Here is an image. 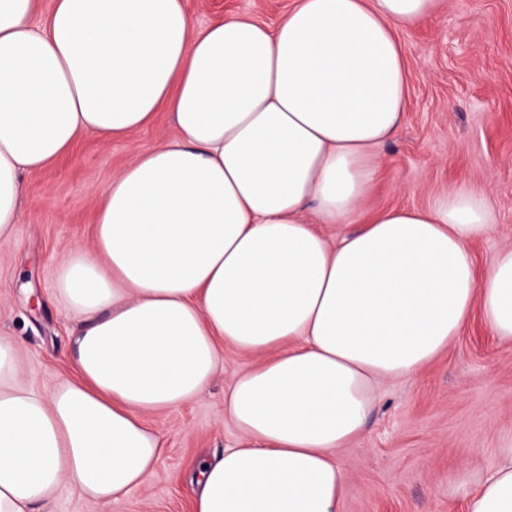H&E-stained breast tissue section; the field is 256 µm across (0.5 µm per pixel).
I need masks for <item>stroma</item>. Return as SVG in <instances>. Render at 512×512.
Returning a JSON list of instances; mask_svg holds the SVG:
<instances>
[{
	"label": "stroma",
	"instance_id": "35a3bbf8",
	"mask_svg": "<svg viewBox=\"0 0 512 512\" xmlns=\"http://www.w3.org/2000/svg\"><path fill=\"white\" fill-rule=\"evenodd\" d=\"M197 25L229 14L275 25L294 0H186ZM409 67V108L382 149L369 210L426 207L443 194L476 193L494 222L472 245L479 268L512 244V0H442L437 14L397 30ZM170 113L127 138L80 137L58 164L26 174V202L0 240V336L19 341L24 387L74 374L78 323L56 290L61 259L93 249L100 188L136 150L177 137ZM246 364L225 349L208 389L152 417L163 449L150 480L105 507L68 489L44 512H190L202 457L235 445L224 386ZM512 448V341L481 316L419 374L387 384L365 432L343 451L340 512H465L463 492Z\"/></svg>",
	"mask_w": 512,
	"mask_h": 512
}]
</instances>
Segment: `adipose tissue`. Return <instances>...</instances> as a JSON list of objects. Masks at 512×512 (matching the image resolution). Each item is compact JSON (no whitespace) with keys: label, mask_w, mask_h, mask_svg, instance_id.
Returning a JSON list of instances; mask_svg holds the SVG:
<instances>
[{"label":"adipose tissue","mask_w":512,"mask_h":512,"mask_svg":"<svg viewBox=\"0 0 512 512\" xmlns=\"http://www.w3.org/2000/svg\"><path fill=\"white\" fill-rule=\"evenodd\" d=\"M441 0H296L276 25L196 27L185 0H0V239L23 177L80 135L112 141L170 112L178 139L100 191L94 253L60 263L80 326L76 378L15 384L0 338V512L68 488L108 505L161 450L146 415L197 398L230 347L237 443L207 460L193 512H338L341 451L385 382L435 361L481 312L512 340V246L477 271L483 198L366 213L409 82L396 30ZM358 222L333 239L324 224ZM466 512H512V448Z\"/></svg>","instance_id":"adipose-tissue-1"}]
</instances>
